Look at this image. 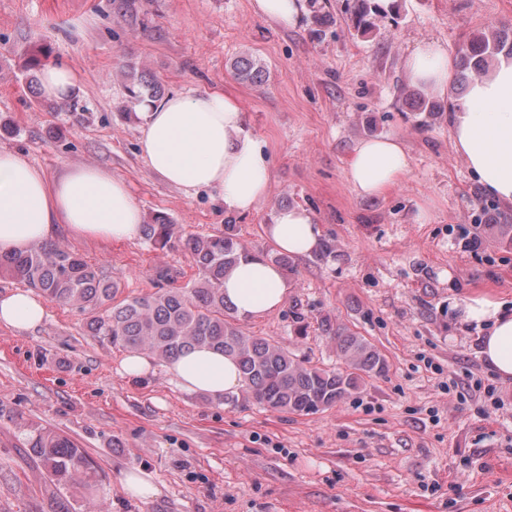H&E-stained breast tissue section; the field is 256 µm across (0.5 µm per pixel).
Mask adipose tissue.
Returning <instances> with one entry per match:
<instances>
[{"label":"adipose tissue","mask_w":512,"mask_h":512,"mask_svg":"<svg viewBox=\"0 0 512 512\" xmlns=\"http://www.w3.org/2000/svg\"><path fill=\"white\" fill-rule=\"evenodd\" d=\"M414 83L447 94L454 62L436 44L419 47L404 62ZM140 154L167 184L191 195L215 191L228 214L254 211L270 196V163L260 143L242 131L236 100L219 92H177L149 104L140 115ZM455 151L479 184L512 208V56L500 55L488 71L471 80L456 104L451 128ZM409 166L393 137L360 141L348 162L347 177L361 196H379L395 186ZM141 222L127 183L111 171L88 164L67 166L55 179L21 153L0 149V255L21 253L53 241L59 229L76 238L129 239ZM265 233L280 252L307 256L318 248L320 231L302 207L275 212ZM290 282L275 263L253 256L224 277V299L242 318L279 310ZM464 322L477 325L480 357L502 382H512V308L475 292L458 305ZM46 300L17 289L0 296V324L37 328ZM179 386L213 399L238 388L236 362L224 353L195 348L170 364Z\"/></svg>","instance_id":"adipose-tissue-1"}]
</instances>
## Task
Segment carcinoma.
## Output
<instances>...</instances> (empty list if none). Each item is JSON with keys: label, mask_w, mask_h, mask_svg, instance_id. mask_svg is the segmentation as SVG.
Segmentation results:
<instances>
[{"label": "carcinoma", "mask_w": 512, "mask_h": 512, "mask_svg": "<svg viewBox=\"0 0 512 512\" xmlns=\"http://www.w3.org/2000/svg\"><path fill=\"white\" fill-rule=\"evenodd\" d=\"M357 3V30L375 27L377 7L372 0ZM512 54V28L503 27L474 37L460 57L463 72L479 74L496 55ZM49 58L36 47L25 61L30 81ZM243 82L263 81L264 69L253 58L242 56L232 64ZM128 97L137 103L159 99L163 88L156 77L127 86ZM407 98L414 110L433 117L435 102L413 88ZM142 232L156 249L182 247L190 256L196 274L190 286L135 297H119V285L79 253L55 243L25 253L0 255V273H7L27 288L85 316L89 335L101 345L130 353L145 352L170 363L181 353L197 348L216 349L235 359L242 378V397L266 409L286 413L314 414L327 409L358 390L365 379L384 374V356L363 336L346 328L328 327L336 350L337 366L321 368L293 358L283 347L251 336L236 324L233 311L224 303V273L249 251L241 243L237 225L209 235L178 236L175 225L161 215L142 225ZM27 446L37 463L58 486H90L96 480L91 459L66 435L45 427H31Z\"/></svg>", "instance_id": "carcinoma-1"}]
</instances>
